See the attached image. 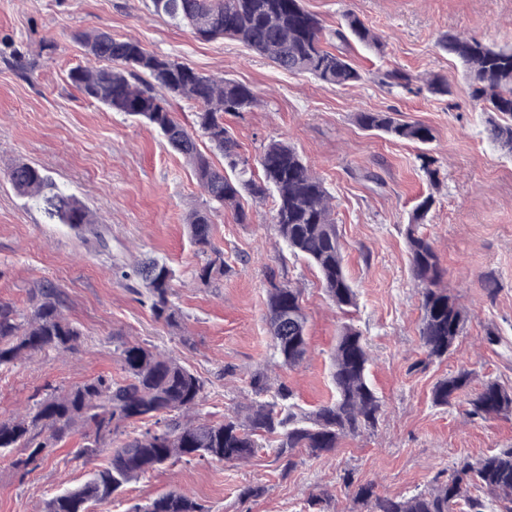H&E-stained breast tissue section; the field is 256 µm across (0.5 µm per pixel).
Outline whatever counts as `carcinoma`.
<instances>
[{
    "instance_id": "1",
    "label": "carcinoma",
    "mask_w": 512,
    "mask_h": 512,
    "mask_svg": "<svg viewBox=\"0 0 512 512\" xmlns=\"http://www.w3.org/2000/svg\"><path fill=\"white\" fill-rule=\"evenodd\" d=\"M152 12L177 27H187L200 41L231 38L248 51L264 56L290 73H307L331 85L346 86L363 75L345 47L355 40L379 49L373 30L357 16L347 14L334 29H326L301 0H151ZM76 40L97 64L76 66L68 73L72 86L112 112H121L158 129L168 144L190 164L198 186L209 198V208L193 212L188 235L206 256L196 277L207 282L224 275V257L212 242L211 212L230 209L240 224L249 221L241 205L248 194L263 200L276 193L272 217L277 236L294 254L320 273L322 287L337 309L356 306L357 294L345 272L344 256L333 218L334 197L323 181L303 162L298 152L280 140L270 141L258 158L261 175L250 164L218 169L197 146L196 138L174 116L172 99L196 105L195 126L224 159L239 155V145L224 115L242 112L256 102L252 89L242 83L201 74L175 60L148 51L134 39H116L107 32H84ZM439 48L458 59L470 82V98L490 114L486 135L503 154L512 156V48L496 49L457 33H446ZM416 77L393 68L381 74L390 88L412 90ZM358 125L403 141L426 145L433 140L430 127L405 121L396 112H359ZM17 195L40 202L49 218L79 232L93 228L88 207L76 196L52 189L39 168L19 163L9 173ZM434 203L423 197L406 227L412 273L422 290L420 341L430 359L448 356L463 332V316L442 286L444 269L431 237L421 231ZM145 288L153 318L180 327L175 308L174 269L164 260L148 258L132 268ZM68 294L46 281L31 294L26 313L0 302V368L25 361L34 354H74L82 333L66 316ZM265 321L271 354L265 367L254 372L250 388L258 399L246 410L224 415L222 421L201 417L206 382L175 357L138 342L121 339L115 346L124 376L99 375L71 389H54L27 411L0 421V450L19 448L12 461L20 476L39 468L31 458L42 448H54L72 433L84 431L81 458L102 453L107 465L86 481L63 490L47 503L46 512H85L105 503L131 482L168 464L218 460L249 461L264 436L274 438L276 460L290 469L296 453L314 456L333 451L341 440L356 438L376 428L382 401L369 385L370 354L363 337L343 324L331 357L335 397L315 411L295 402L284 381L271 388L268 371L292 368L308 353L307 317L302 289L268 278ZM469 373L438 381L432 404L446 407L458 398ZM467 414L486 417L512 411V390L489 382L469 400ZM141 422L145 428L129 432ZM477 487L484 495H473ZM356 500L367 512H512V448L489 454L476 463H457L452 477L410 497H381L371 486H361ZM137 512H208L193 497L163 493Z\"/></svg>"
}]
</instances>
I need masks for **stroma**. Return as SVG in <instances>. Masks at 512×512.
I'll return each mask as SVG.
<instances>
[{
	"label": "stroma",
	"instance_id": "35a3bbf8",
	"mask_svg": "<svg viewBox=\"0 0 512 512\" xmlns=\"http://www.w3.org/2000/svg\"><path fill=\"white\" fill-rule=\"evenodd\" d=\"M326 28L357 15L383 41L381 51L353 46L360 83L335 86L281 70L229 39L198 40L153 14L150 0H0V302L29 310V296L46 280L68 294L67 318L82 332L78 354L38 355L0 369V420L24 413L52 388L100 374L121 378L112 335L176 357L206 382L203 418L223 419L246 406L252 373L268 360L264 320L266 274L302 288L308 356L280 371L296 401L310 409L332 395L331 354L339 329L351 321L366 341L370 380L382 400L374 432L344 439L327 454L299 452L283 470L273 451L249 462L180 463L146 474L93 512H129L163 492L178 490L209 512H307L324 490L336 512H361L359 486L385 497L410 496L434 479L451 478L457 460L478 461L512 448V412L468 418L467 402L487 382L512 388V157L486 137L488 115L474 108L457 59L437 46L447 32L512 48V0H303ZM103 30L135 39L156 54L194 70L249 86L257 102L225 115L241 155L256 162L270 140L293 147L335 198L345 268L358 307L344 318L323 293L309 263L279 242L273 198L250 203V221L213 213V242L224 274L201 282L204 262L191 243L188 216L207 202L186 161L155 129L112 112L70 84L72 67L90 63L76 34ZM399 67L445 77L449 95L407 92L380 83ZM399 112L430 127L425 146L374 135L358 127L360 112ZM432 161L438 186L422 169ZM28 163L44 170L93 212L99 240L49 221L39 205L16 195L8 174ZM433 194L426 231L457 298L463 333L440 360H427L419 341L421 290L411 275L405 238L408 215ZM166 259L175 271L173 301L180 328L157 322L147 294L122 277L142 258ZM498 292L488 298L486 278ZM469 372L455 403L433 406L441 379ZM75 433L53 448L39 469L19 477L12 455H0V512H46L47 501L105 466L107 456L77 457ZM266 488L242 499L252 485Z\"/></svg>",
	"mask_w": 512,
	"mask_h": 512
}]
</instances>
